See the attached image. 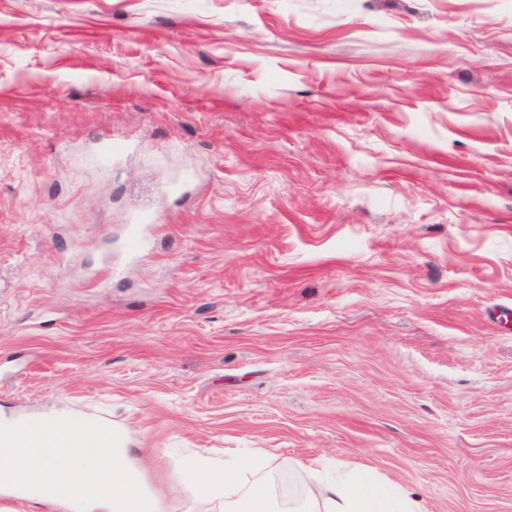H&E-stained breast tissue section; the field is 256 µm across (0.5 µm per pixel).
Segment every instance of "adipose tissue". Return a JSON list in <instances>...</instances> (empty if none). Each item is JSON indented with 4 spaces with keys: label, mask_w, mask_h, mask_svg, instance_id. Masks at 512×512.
I'll return each instance as SVG.
<instances>
[{
    "label": "adipose tissue",
    "mask_w": 512,
    "mask_h": 512,
    "mask_svg": "<svg viewBox=\"0 0 512 512\" xmlns=\"http://www.w3.org/2000/svg\"><path fill=\"white\" fill-rule=\"evenodd\" d=\"M266 466L261 455L232 451L223 462L196 459L182 469L197 499L221 503L224 512H421L407 492L391 490L374 475L355 481L327 473L319 461L304 465L301 493L283 506L259 478ZM249 473L254 479L248 483ZM0 492L52 512H176L144 484L123 432L65 411L0 421Z\"/></svg>",
    "instance_id": "ef3b65f1"
}]
</instances>
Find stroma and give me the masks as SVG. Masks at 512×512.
Returning <instances> with one entry per match:
<instances>
[{
  "label": "stroma",
  "mask_w": 512,
  "mask_h": 512,
  "mask_svg": "<svg viewBox=\"0 0 512 512\" xmlns=\"http://www.w3.org/2000/svg\"><path fill=\"white\" fill-rule=\"evenodd\" d=\"M54 409L178 512L238 448L512 512V0H0V414Z\"/></svg>",
  "instance_id": "35a3bbf8"
}]
</instances>
